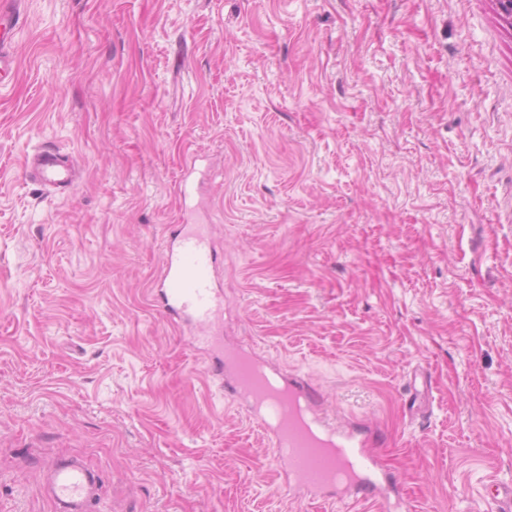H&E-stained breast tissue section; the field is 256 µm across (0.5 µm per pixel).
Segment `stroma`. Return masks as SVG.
<instances>
[{"label": "stroma", "mask_w": 512, "mask_h": 512, "mask_svg": "<svg viewBox=\"0 0 512 512\" xmlns=\"http://www.w3.org/2000/svg\"><path fill=\"white\" fill-rule=\"evenodd\" d=\"M0 76V512L298 497L152 285L201 157L224 340L374 439L400 512L512 483V18L497 0H25ZM51 146L80 173L26 181ZM97 483L94 473L64 460L48 473L45 489L62 512H94L98 506Z\"/></svg>", "instance_id": "stroma-1"}]
</instances>
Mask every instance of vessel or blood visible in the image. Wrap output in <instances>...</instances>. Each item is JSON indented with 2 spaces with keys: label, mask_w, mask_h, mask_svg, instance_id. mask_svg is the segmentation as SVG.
Masks as SVG:
<instances>
[{
  "label": "vessel or blood",
  "mask_w": 512,
  "mask_h": 512,
  "mask_svg": "<svg viewBox=\"0 0 512 512\" xmlns=\"http://www.w3.org/2000/svg\"><path fill=\"white\" fill-rule=\"evenodd\" d=\"M24 175L45 187L64 189L74 183L76 168L73 159L44 148L26 158ZM214 268L209 225H180L157 283L163 312L200 336L210 352V372L229 374L232 393L254 401L256 421L274 438L276 460L289 484L309 493L333 489L345 497L361 494L381 501L386 512H397V485L372 480L375 456L365 453L359 435L329 412L311 381L298 376L283 379L246 354L225 356L220 323L224 302L214 287ZM97 483L94 473L64 460L48 473L45 489L59 512H95Z\"/></svg>",
  "instance_id": "obj_1"
}]
</instances>
